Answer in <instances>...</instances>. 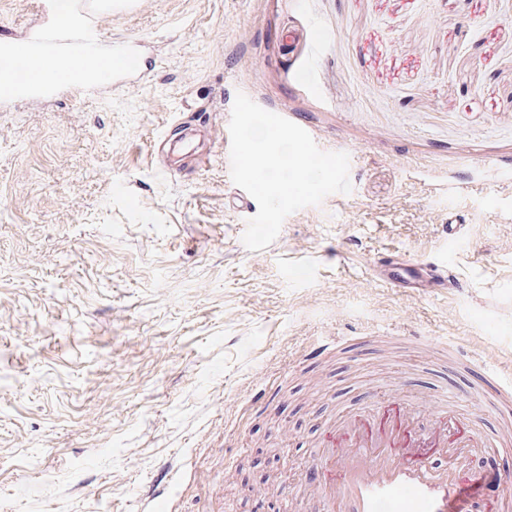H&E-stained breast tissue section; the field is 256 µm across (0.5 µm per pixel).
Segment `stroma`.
I'll return each mask as SVG.
<instances>
[{"label": "stroma", "instance_id": "obj_1", "mask_svg": "<svg viewBox=\"0 0 512 512\" xmlns=\"http://www.w3.org/2000/svg\"><path fill=\"white\" fill-rule=\"evenodd\" d=\"M40 19L0 0V46ZM98 23L140 73L0 95V507L319 512L298 474L368 391L485 389L477 356L512 376V0H105ZM240 92L350 157L352 192L260 251L225 165ZM379 252L458 285H378Z\"/></svg>", "mask_w": 512, "mask_h": 512}]
</instances>
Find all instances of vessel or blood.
I'll return each mask as SVG.
<instances>
[{"label": "vessel or blood", "mask_w": 512, "mask_h": 512, "mask_svg": "<svg viewBox=\"0 0 512 512\" xmlns=\"http://www.w3.org/2000/svg\"><path fill=\"white\" fill-rule=\"evenodd\" d=\"M42 12L53 26L41 40L13 46L23 64L54 61L60 56L108 78L97 51V20L89 0H42ZM70 34L66 54L57 50L60 34ZM370 274L376 283L396 287L442 277L438 266L402 261L392 256L375 259ZM512 397V382L499 383L495 393L448 383L419 404L388 396L371 400L367 411L347 416L332 433L326 452L309 469L321 476L327 512H470L473 496L485 486L483 475L465 464L471 449L512 448V435L489 438L474 429V415L493 410L497 400ZM442 453L446 467H428V451ZM490 512H512V479L500 478L488 497Z\"/></svg>", "instance_id": "b4317fda"}]
</instances>
